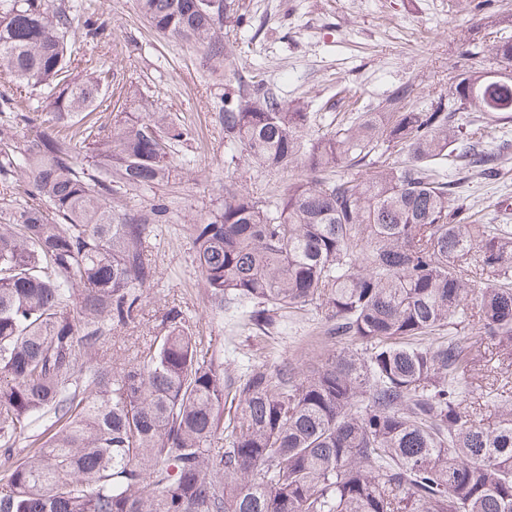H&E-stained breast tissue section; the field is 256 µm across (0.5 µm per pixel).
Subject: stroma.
<instances>
[{"instance_id":"stroma-1","label":"stroma","mask_w":512,"mask_h":512,"mask_svg":"<svg viewBox=\"0 0 512 512\" xmlns=\"http://www.w3.org/2000/svg\"><path fill=\"white\" fill-rule=\"evenodd\" d=\"M249 22L222 30L236 52L232 68L250 78L262 72L282 97L310 101L312 109L350 112L356 103L378 106L396 85L411 82L448 92L455 76L478 68L479 60L461 53L470 36L488 45L512 29L488 27L493 10L512 12V0H487L476 9L465 0H243ZM102 39L83 52L92 65L117 70L124 81L142 88L149 100L166 106L194 131L186 152L189 169L152 190H130L117 207L142 209L164 199L170 220L158 224L149 251L158 268L143 295L140 319L120 329L127 342L152 335L159 310L178 306L193 330L210 341L227 374L250 362L288 360L297 370L323 359L327 347L315 340L321 322L313 310L284 321L277 335L252 333L242 317L212 311L195 259L193 224L208 219L224 198L225 184L243 185L251 195L272 200L285 190L290 173L259 168L242 171L226 163L219 106L227 80L213 75L202 54L155 34L138 15L134 0H106L99 15ZM465 204L484 221L512 225V146L497 176L463 179ZM452 337L474 346L468 373L474 386L486 376L512 378V362L480 342L475 327L463 323Z\"/></svg>"}]
</instances>
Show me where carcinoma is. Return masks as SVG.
Instances as JSON below:
<instances>
[{
    "instance_id": "cac0c4a2",
    "label": "carcinoma",
    "mask_w": 512,
    "mask_h": 512,
    "mask_svg": "<svg viewBox=\"0 0 512 512\" xmlns=\"http://www.w3.org/2000/svg\"><path fill=\"white\" fill-rule=\"evenodd\" d=\"M75 0H0V512H512V390L483 394L492 424L464 406L477 319L512 356V226L473 218L444 164L496 173L502 150L463 117L512 112V39L471 56L451 95L406 107L409 83L309 133L308 104L251 76L219 117L235 166L300 168L274 202L240 185L193 228L212 310L268 336L324 313L334 350L304 373L282 361L224 372L181 309L153 339L101 359L135 322L157 278V199L117 210L190 165L191 129L154 108L87 124L117 73L73 75ZM158 34L230 66L218 34L241 0H135ZM42 99L43 109L24 103ZM32 435L22 456L14 444Z\"/></svg>"
}]
</instances>
